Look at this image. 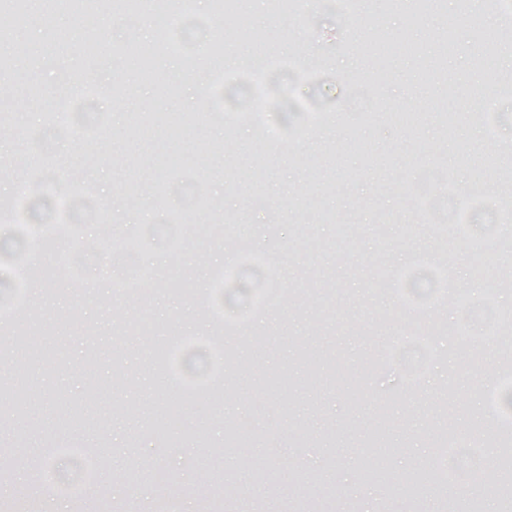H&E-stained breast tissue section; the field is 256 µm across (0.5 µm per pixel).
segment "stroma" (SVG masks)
Here are the masks:
<instances>
[{
  "label": "stroma",
  "instance_id": "stroma-1",
  "mask_svg": "<svg viewBox=\"0 0 512 512\" xmlns=\"http://www.w3.org/2000/svg\"><path fill=\"white\" fill-rule=\"evenodd\" d=\"M414 0H298L282 12L240 0L234 16L195 8L180 28L146 36L140 17L118 0H96L89 19L64 0H29L24 27L0 15V46L21 50L22 68L0 70V381L23 390L12 406L0 395V512H485L423 480L424 463L447 445L458 454L448 485L460 483L478 447L485 480L502 483L495 464L501 430L489 426L487 377L501 366L487 334L512 342L499 284L512 268V245L495 237L497 216L471 208L461 181L497 194L512 170V72L503 57L484 84L495 102L483 119L476 60L498 39L499 17L472 0H448L415 12ZM455 26L448 81L425 72L433 36ZM251 31L238 38L237 29ZM93 37L98 54L79 58ZM276 60L264 84L252 70L225 72L208 52ZM161 44L155 65L175 94L142 81L132 49ZM363 44L372 53L360 52ZM135 92L112 100L113 60ZM207 78L224 75L211 105L220 124L196 122L189 64ZM92 78L91 109L62 128L54 109L61 84ZM455 133L441 135L443 111ZM36 123L22 128L23 115ZM184 121L169 143L165 119ZM177 156L172 171L160 154ZM497 166L486 167L488 158ZM423 172L417 195L408 168ZM88 197L106 216L93 231L70 223L62 203ZM254 199L247 216L236 200ZM141 211L152 235L133 241L122 226ZM447 217V261L457 263L460 299L437 308L409 301L428 295V274L412 262L433 256L436 216ZM40 247V265L27 264ZM233 249L245 265L212 258ZM486 253L484 288L473 294L474 250ZM272 264L281 301H268L262 326L250 285L252 268ZM113 266L126 292L102 289ZM184 275L219 288L240 284L239 300L214 311L197 298L161 289ZM13 336H36L32 349ZM223 337L246 360L223 370L207 390L188 391L184 371L202 372L220 352L202 350ZM265 337L257 346L255 337ZM482 340V364L458 368L459 349ZM328 368L308 381L301 351ZM98 398H88L90 389ZM457 410L442 431L444 407ZM384 419H377L378 410ZM485 437L475 440L473 429ZM207 445L202 462L184 456ZM261 486L252 495L253 486Z\"/></svg>",
  "mask_w": 512,
  "mask_h": 512
}]
</instances>
